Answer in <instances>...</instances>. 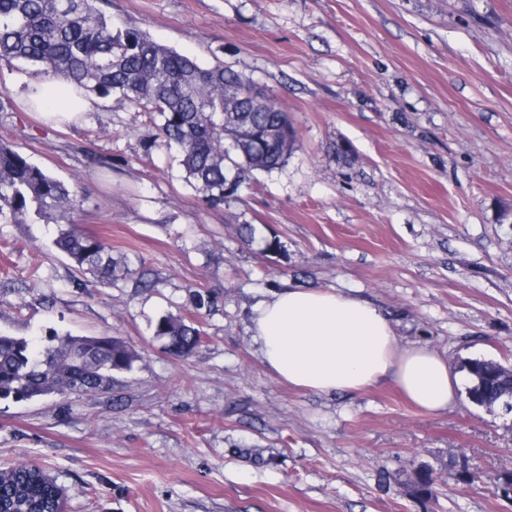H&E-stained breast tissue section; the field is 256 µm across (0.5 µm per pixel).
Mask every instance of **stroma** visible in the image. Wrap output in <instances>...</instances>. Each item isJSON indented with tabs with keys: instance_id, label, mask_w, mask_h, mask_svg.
Here are the masks:
<instances>
[{
	"instance_id": "35a3bbf8",
	"label": "stroma",
	"mask_w": 512,
	"mask_h": 512,
	"mask_svg": "<svg viewBox=\"0 0 512 512\" xmlns=\"http://www.w3.org/2000/svg\"><path fill=\"white\" fill-rule=\"evenodd\" d=\"M103 11L255 84L300 144L215 207L147 113L112 96L80 123L43 122L19 102L35 68L0 62V142L79 185V228L157 281L78 279L53 246L56 220L0 224L1 334L112 336L137 355L101 395L0 400V465L41 464L68 512H512L494 490L512 471V418L463 395L430 414L390 382L355 396L294 388L248 330L272 291L336 289L382 308L400 346H429L451 371L468 358L512 367V0ZM273 238L280 251L263 252ZM163 312L197 321L192 355L154 338ZM427 474L429 495L417 489Z\"/></svg>"
}]
</instances>
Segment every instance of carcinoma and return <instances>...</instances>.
<instances>
[{
  "label": "carcinoma",
  "mask_w": 512,
  "mask_h": 512,
  "mask_svg": "<svg viewBox=\"0 0 512 512\" xmlns=\"http://www.w3.org/2000/svg\"><path fill=\"white\" fill-rule=\"evenodd\" d=\"M100 0H0V61L34 66L103 97L117 95L158 119L165 145L180 154L187 180L218 206L233 195L232 168L243 181L255 171L280 168L296 148L297 134L274 100L256 91L224 64L202 66L154 41L146 33L116 30L98 7ZM82 197L22 151L0 143V223L20 224L35 210L69 221ZM81 276L100 281L138 274L140 288L152 286L150 272L112 257L102 237L72 224L53 240ZM154 336L175 357L198 348L194 321L164 314ZM135 354L112 336H58L38 350L26 339L0 334V399L106 392L103 375L131 368ZM474 391L485 402L499 399L509 380L475 359ZM56 486L34 462L0 470V499L17 512L49 508Z\"/></svg>",
  "instance_id": "cac0c4a2"
}]
</instances>
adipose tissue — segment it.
<instances>
[{
  "label": "adipose tissue",
  "instance_id": "1",
  "mask_svg": "<svg viewBox=\"0 0 512 512\" xmlns=\"http://www.w3.org/2000/svg\"><path fill=\"white\" fill-rule=\"evenodd\" d=\"M20 101L58 125L78 123L97 104L73 84L44 77L27 79ZM250 330L266 367L293 387L353 395L390 381L430 413L455 400L459 379L447 361L426 346L398 347L389 315L361 297L284 288L253 308Z\"/></svg>",
  "mask_w": 512,
  "mask_h": 512
}]
</instances>
